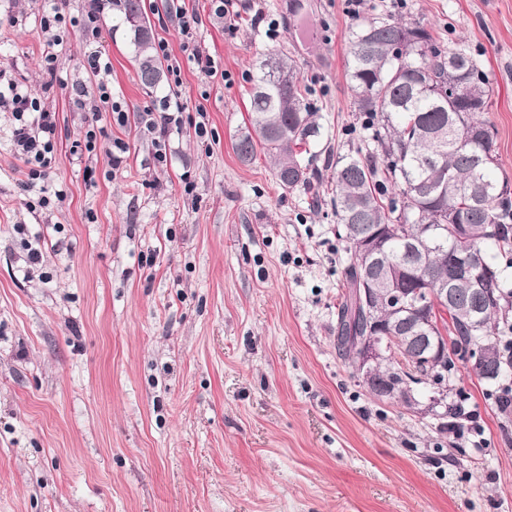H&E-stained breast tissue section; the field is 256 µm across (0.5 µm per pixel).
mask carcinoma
I'll list each match as a JSON object with an SVG mask.
<instances>
[{
    "label": "carcinoma",
    "instance_id": "obj_1",
    "mask_svg": "<svg viewBox=\"0 0 512 512\" xmlns=\"http://www.w3.org/2000/svg\"><path fill=\"white\" fill-rule=\"evenodd\" d=\"M119 24L133 46L140 84L157 89L161 60L153 54V33L144 0H113ZM347 76L358 111L372 129L366 150L336 158L337 223L377 228L382 249L373 268L356 252L343 271L336 322V347L355 370V353L372 335V318L362 303L364 278L376 275L415 289L405 310L386 309V335L399 352L389 358L366 388L389 399L378 386L396 372L418 376L416 388L432 392L417 352L400 337L422 332L426 354L456 349L457 360L474 362L479 378L498 382L512 372V358L499 346L500 319L512 310V292L502 288L494 257L512 254V189L494 175L493 131L485 118L492 89L488 75L461 47L446 49L423 26L403 20L361 23L348 39ZM324 135L301 88L291 58L268 54L259 61L249 98L248 119L234 142L240 162L267 155L284 187L314 189V148ZM398 189L385 199L384 187ZM461 248L485 260L482 292L453 278L451 255ZM455 300L434 301L442 285Z\"/></svg>",
    "mask_w": 512,
    "mask_h": 512
}]
</instances>
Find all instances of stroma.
<instances>
[{
  "instance_id": "35a3bbf8",
  "label": "stroma",
  "mask_w": 512,
  "mask_h": 512,
  "mask_svg": "<svg viewBox=\"0 0 512 512\" xmlns=\"http://www.w3.org/2000/svg\"><path fill=\"white\" fill-rule=\"evenodd\" d=\"M173 4L200 15L218 73L182 60L188 110L161 162L141 115L169 87L142 88L116 11L100 44L125 122L104 115L80 159L87 119L72 97L96 84L85 43L71 37L48 74L45 0H0L6 76L57 125L44 184L0 112V512H512V411L472 362L454 385L480 413V453L422 407L374 398L338 354L347 253L327 164L370 136L346 76L351 28L402 19L488 74L495 172L512 182V0H234L232 31L213 0H146L175 50ZM268 53L296 61L324 126L310 192L233 151Z\"/></svg>"
}]
</instances>
